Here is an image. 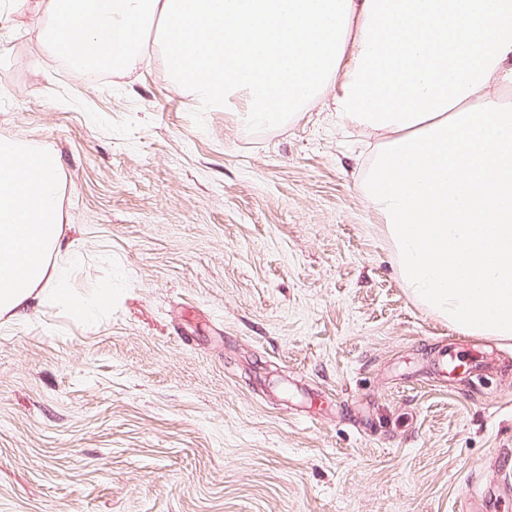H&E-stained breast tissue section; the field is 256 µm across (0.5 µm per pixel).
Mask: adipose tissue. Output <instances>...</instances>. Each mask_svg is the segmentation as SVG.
<instances>
[{"mask_svg": "<svg viewBox=\"0 0 512 512\" xmlns=\"http://www.w3.org/2000/svg\"><path fill=\"white\" fill-rule=\"evenodd\" d=\"M40 45L113 73L152 52L208 110L247 126L332 111L379 140L363 183L401 279L464 334L512 340V0H18ZM59 163L0 139V315L75 303Z\"/></svg>", "mask_w": 512, "mask_h": 512, "instance_id": "adipose-tissue-1", "label": "adipose tissue"}]
</instances>
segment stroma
I'll return each instance as SVG.
<instances>
[{
  "label": "stroma",
  "instance_id": "stroma-1",
  "mask_svg": "<svg viewBox=\"0 0 512 512\" xmlns=\"http://www.w3.org/2000/svg\"><path fill=\"white\" fill-rule=\"evenodd\" d=\"M9 5L0 138L58 155L71 286L112 298L0 316V512H512V341L405 288L372 137L319 99L246 126L154 54L33 68Z\"/></svg>",
  "mask_w": 512,
  "mask_h": 512
}]
</instances>
